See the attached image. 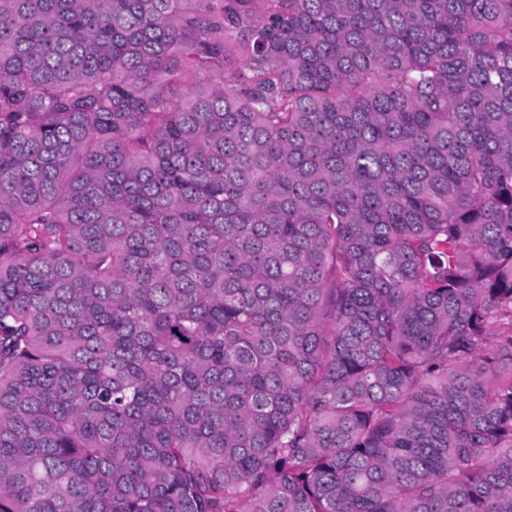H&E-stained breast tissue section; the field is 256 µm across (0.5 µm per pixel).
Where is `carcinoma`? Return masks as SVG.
Segmentation results:
<instances>
[{
  "label": "carcinoma",
  "mask_w": 512,
  "mask_h": 512,
  "mask_svg": "<svg viewBox=\"0 0 512 512\" xmlns=\"http://www.w3.org/2000/svg\"><path fill=\"white\" fill-rule=\"evenodd\" d=\"M0 512H512V0H0Z\"/></svg>",
  "instance_id": "carcinoma-1"
}]
</instances>
